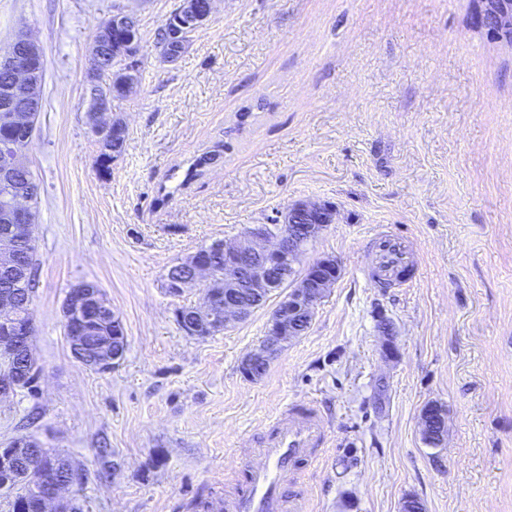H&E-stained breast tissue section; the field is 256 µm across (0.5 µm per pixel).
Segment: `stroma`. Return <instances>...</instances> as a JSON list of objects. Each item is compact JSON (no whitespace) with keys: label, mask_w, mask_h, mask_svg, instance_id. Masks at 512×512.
Masks as SVG:
<instances>
[{"label":"stroma","mask_w":512,"mask_h":512,"mask_svg":"<svg viewBox=\"0 0 512 512\" xmlns=\"http://www.w3.org/2000/svg\"><path fill=\"white\" fill-rule=\"evenodd\" d=\"M181 0H0V45L27 27L45 60L24 147L40 185L34 391L0 399V447L38 436L82 475L83 512H204L282 405L317 401L330 444L299 481L313 512H512V48L473 0H214L177 61L156 34ZM117 11L139 24L140 81L111 100L128 135L96 170L90 48ZM216 152L195 178L189 165ZM334 221L296 264L341 276L256 381L242 359L274 301L201 339L171 265L298 203ZM411 248L405 285L373 278V241ZM97 282L127 351L76 361L62 306ZM395 356H387L386 344ZM446 433L425 443L423 407Z\"/></svg>","instance_id":"35a3bbf8"}]
</instances>
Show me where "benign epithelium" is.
<instances>
[{
  "mask_svg": "<svg viewBox=\"0 0 512 512\" xmlns=\"http://www.w3.org/2000/svg\"><path fill=\"white\" fill-rule=\"evenodd\" d=\"M475 3L482 25L494 26L507 35L512 33V0H475ZM212 12L213 0H206L202 6L196 0H182L177 19L169 26L164 62L172 63L178 59L183 45L192 33L209 21ZM135 27L136 17L125 11L116 12L102 22L105 32L115 33L122 39L128 38V32ZM109 49L117 56L126 54L125 44L111 39H96L92 47L94 68L89 74L90 81L95 83L99 79L103 54ZM43 63L41 47L24 27L16 30L11 39L0 47V73L7 77L5 84L0 86V126L7 130V135L0 139V186L6 188L11 197V208L5 212V216L10 218L31 209V196L21 187L13 188L12 177L27 166L21 147L28 143L35 131L42 95ZM93 90L90 128L94 136L102 138L112 128L124 127L126 123L117 115L106 118L112 86L95 84ZM329 224V219L320 224H308L303 236L296 235L286 224L280 225L276 232L271 231L268 224L252 225L242 238L220 245L224 250L222 285L215 282L211 266L199 255L188 256L180 266L189 274L169 276V287L171 291L181 293L188 285L202 282L204 290L200 305L188 314L179 313L178 320L190 335L197 336L203 330L218 333L245 319L249 310L235 292L241 287L239 269H250L248 287L259 297L272 285L271 273L275 271L282 279H287L306 245L321 235ZM31 238L32 225L18 224L9 237L0 239V272L3 275L14 277L20 271L26 275L30 273L32 262L20 259L18 245ZM339 276L340 267L330 257L319 258L307 266L273 309L261 345L243 358L241 372L246 378H252L257 365L269 363L289 342L303 334L301 322L313 320L317 303ZM89 303L86 284L71 287L67 296L69 314L64 327L71 354L78 361L87 355V338L83 329L72 320V313L85 309ZM16 308L15 289L6 283L0 287V353L11 357L21 351L25 360L22 369L0 381L1 397L27 388L39 370L32 348L31 330L15 315ZM433 415L443 419L446 410L437 403L426 405L421 412L422 434L429 432ZM43 445L39 438L23 435L0 448V485L5 487L9 484L12 470L25 449ZM69 486L70 482L60 478L55 485L43 488L39 496V512H61L64 492Z\"/></svg>",
  "mask_w": 512,
  "mask_h": 512,
  "instance_id": "1",
  "label": "benign epithelium"
}]
</instances>
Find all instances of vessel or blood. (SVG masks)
Here are the masks:
<instances>
[{
  "label": "vessel or blood",
  "instance_id": "vessel-or-blood-1",
  "mask_svg": "<svg viewBox=\"0 0 512 512\" xmlns=\"http://www.w3.org/2000/svg\"><path fill=\"white\" fill-rule=\"evenodd\" d=\"M378 259L385 276H393L404 263L399 241L381 239ZM328 433L317 402L284 406L250 443V459L244 462L240 479L207 502L208 512H310L296 476L327 447Z\"/></svg>",
  "mask_w": 512,
  "mask_h": 512
}]
</instances>
